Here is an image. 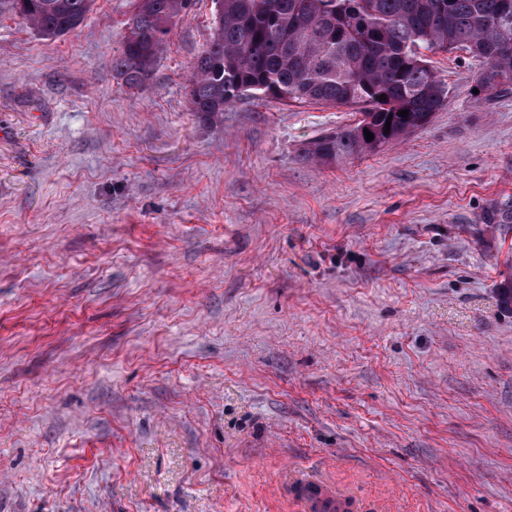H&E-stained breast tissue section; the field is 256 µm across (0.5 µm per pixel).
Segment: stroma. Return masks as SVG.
Returning a JSON list of instances; mask_svg holds the SVG:
<instances>
[{
	"label": "stroma",
	"instance_id": "35a3bbf8",
	"mask_svg": "<svg viewBox=\"0 0 512 512\" xmlns=\"http://www.w3.org/2000/svg\"><path fill=\"white\" fill-rule=\"evenodd\" d=\"M133 0L46 39L0 16V512H512V88L427 58L432 121L318 165L344 106L186 86L212 0L149 82ZM285 490L297 496L309 512H343L357 510L356 502L326 479L289 471L284 478Z\"/></svg>",
	"mask_w": 512,
	"mask_h": 512
}]
</instances>
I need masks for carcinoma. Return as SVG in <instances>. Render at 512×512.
I'll use <instances>...</instances> for the list:
<instances>
[{"label":"carcinoma","mask_w":512,"mask_h":512,"mask_svg":"<svg viewBox=\"0 0 512 512\" xmlns=\"http://www.w3.org/2000/svg\"><path fill=\"white\" fill-rule=\"evenodd\" d=\"M209 42L187 89L205 121L244 96L337 104L362 118L322 134L305 158L333 165L377 152L425 126L448 88L424 51L461 49L484 62L475 88L512 84V0H218ZM93 0H26L23 21L56 39L74 32ZM190 0H135L112 69L130 89L152 77L171 25ZM386 99H380V95ZM408 111L401 116L399 112ZM391 122L390 133L384 132ZM374 134L365 139L364 130Z\"/></svg>","instance_id":"obj_1"}]
</instances>
